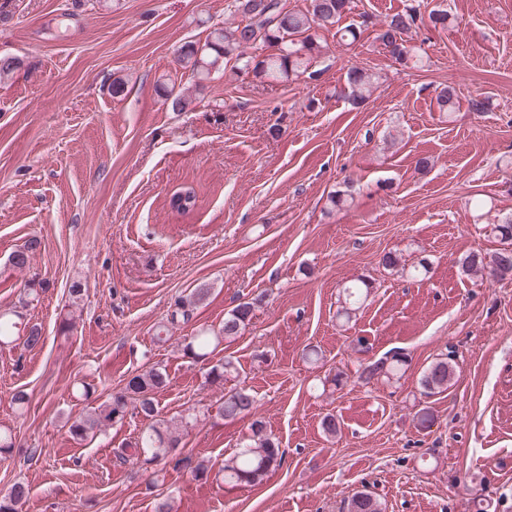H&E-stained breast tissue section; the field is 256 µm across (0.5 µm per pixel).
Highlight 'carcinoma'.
Wrapping results in <instances>:
<instances>
[{
  "label": "carcinoma",
  "instance_id": "1",
  "mask_svg": "<svg viewBox=\"0 0 512 512\" xmlns=\"http://www.w3.org/2000/svg\"><path fill=\"white\" fill-rule=\"evenodd\" d=\"M238 10L243 20L231 28L216 29L204 43L199 45L187 42L179 49V64L191 70L196 85L203 89L211 80L213 72L230 62L245 74L256 80L288 83L302 76L316 78L320 71L314 69L315 63L322 57L325 45L317 31L322 29L333 32L336 42L343 46L355 45L361 31L354 25L339 26L340 21L352 10V0H309L303 9L287 10L280 0H239ZM419 20L417 12L409 9L396 13L379 25L376 39L389 55L400 63H406L413 57L406 45L404 34ZM251 54H246L247 50ZM381 76L362 67L351 65L345 73V83L340 93L354 104L368 100L377 88ZM165 100L170 102L174 112L185 109L186 99L175 92V87L160 85ZM437 104L441 112H453L456 105V91L447 86L442 88ZM195 205V194L191 189L174 193L170 199L171 208L179 214L188 213ZM504 247L490 257L480 253H471L461 259L463 272L468 275L490 273L500 279L512 276V217H507L495 226ZM41 247V240L31 238L23 248L10 255L9 263L24 269L29 264L30 255ZM371 292V285L358 279L342 289V310L350 316L365 301ZM210 295V288L201 285L186 296L174 302L168 313L164 328L175 332L188 324L193 311L204 303ZM255 303H238L224 316V325L215 332L201 328L189 337L183 345V356L193 360L204 359L224 342H232L240 331L248 326L254 317ZM17 322L0 315V345H9L17 340L15 336ZM41 328L33 324L25 326L23 345L33 350L43 345ZM407 365V357L400 351H391L379 360L362 364L357 370V381L369 383L373 379L398 376ZM236 372L234 363L226 359L209 369L206 383L209 386H224L227 376ZM456 364L453 352L432 361L421 373L419 384L427 397L443 394L454 385ZM170 384L166 368L154 365L125 379L123 386L112 393L110 398L97 405L88 406L85 412L71 421L68 432L76 440H86L107 429L123 423L132 408L148 420V427L133 444L129 445L126 459L148 467L165 461L177 450L181 442L179 428H172L159 418L156 394ZM256 400L245 387H235L224 393L217 408V415L225 420H234L255 412ZM252 435L249 443L233 457L224 461L217 471L211 470L209 462L195 460L191 456L176 459L175 464L189 471L196 478H208L210 473L222 479L231 487L256 486L278 467L283 451L279 443L270 437L262 421L256 419L251 424ZM28 489L22 483L12 486L8 495L0 497V512H19L17 505L27 501ZM384 503L373 493L366 490L356 491L343 501L342 512H384Z\"/></svg>",
  "mask_w": 512,
  "mask_h": 512
}]
</instances>
